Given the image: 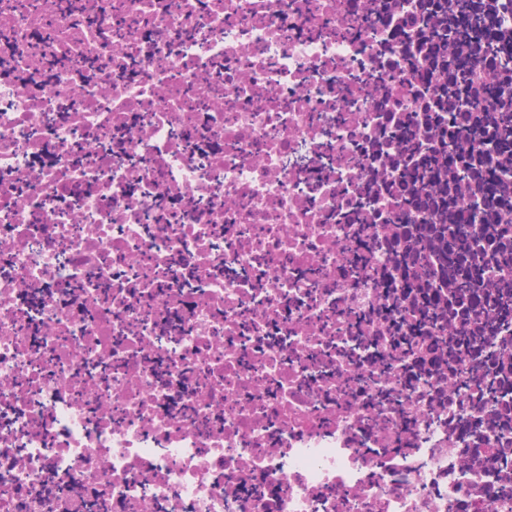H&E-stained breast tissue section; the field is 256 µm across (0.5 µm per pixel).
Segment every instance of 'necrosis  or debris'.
<instances>
[{
  "label": "necrosis or debris",
  "instance_id": "1",
  "mask_svg": "<svg viewBox=\"0 0 512 512\" xmlns=\"http://www.w3.org/2000/svg\"><path fill=\"white\" fill-rule=\"evenodd\" d=\"M335 2L0 0V512H512V0Z\"/></svg>",
  "mask_w": 512,
  "mask_h": 512
}]
</instances>
